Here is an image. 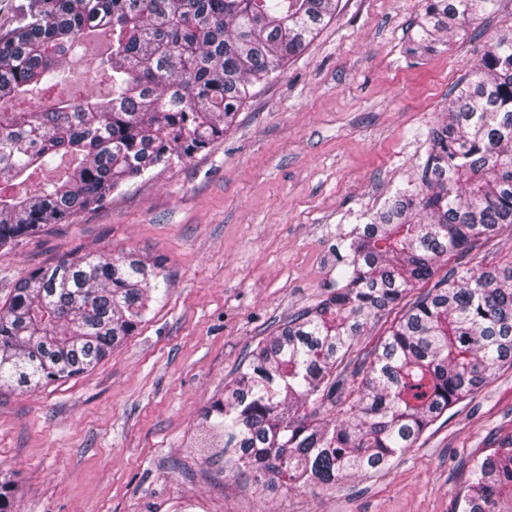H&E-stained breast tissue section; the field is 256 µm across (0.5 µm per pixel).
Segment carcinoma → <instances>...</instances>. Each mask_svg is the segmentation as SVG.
<instances>
[{
    "instance_id": "cac0c4a2",
    "label": "carcinoma",
    "mask_w": 512,
    "mask_h": 512,
    "mask_svg": "<svg viewBox=\"0 0 512 512\" xmlns=\"http://www.w3.org/2000/svg\"><path fill=\"white\" fill-rule=\"evenodd\" d=\"M498 0H424L408 54L465 35ZM337 0H29L0 36V248L70 224L123 183L224 137L254 96L336 14ZM107 44L83 99L63 66L89 35ZM52 93L50 105L31 91ZM68 165L41 178L58 156ZM29 186L23 194L19 184ZM512 227V32L494 38L448 92L422 184L358 228L342 286L252 350L215 410L232 464L265 486L323 489L387 466L466 397L512 367V266L468 263L417 296L361 354L341 417L317 409L372 321L421 281ZM161 263L132 252L30 272L0 306V386L35 389L94 368L138 330ZM459 512H512V441L471 470Z\"/></svg>"
}]
</instances>
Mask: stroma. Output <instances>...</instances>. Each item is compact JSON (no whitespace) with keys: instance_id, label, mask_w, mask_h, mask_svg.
Wrapping results in <instances>:
<instances>
[{"instance_id":"35a3bbf8","label":"stroma","mask_w":512,"mask_h":512,"mask_svg":"<svg viewBox=\"0 0 512 512\" xmlns=\"http://www.w3.org/2000/svg\"><path fill=\"white\" fill-rule=\"evenodd\" d=\"M422 0H339L335 17L207 150L130 180L70 224L0 249V304L32 270L132 251L169 280L136 334L88 372L0 388V486L13 512H455L472 465L512 439V368L381 471L270 491L228 470L211 407L245 356L342 284L356 227L418 186L451 84L512 29L403 51ZM471 266L512 264V230Z\"/></svg>"}]
</instances>
